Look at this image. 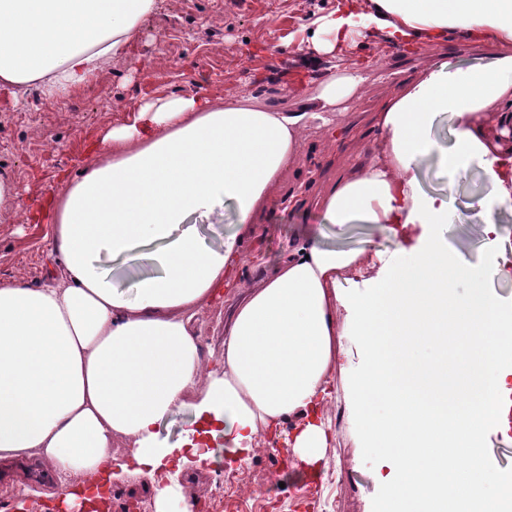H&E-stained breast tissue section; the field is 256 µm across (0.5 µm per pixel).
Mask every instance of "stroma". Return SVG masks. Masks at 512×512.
<instances>
[{"label": "stroma", "instance_id": "1", "mask_svg": "<svg viewBox=\"0 0 512 512\" xmlns=\"http://www.w3.org/2000/svg\"><path fill=\"white\" fill-rule=\"evenodd\" d=\"M342 4L163 0L126 55L112 60L75 94L51 99L32 87L16 102L0 91V173L23 196L20 208L0 213V281L43 283L45 226L33 218L31 201L43 203L58 193L64 180L91 163V146L112 126L129 121L144 103L172 94L221 98L242 92L257 107L298 109L328 76L323 57L311 46L326 36L322 18ZM340 52L363 69L365 80L348 110L337 113L335 137L308 132L297 167L274 192L255 238L245 242L244 251L262 249L267 266L280 262L288 244L311 227L322 232L326 245L341 250L395 246L367 224L337 230L325 223L315 201L324 185L361 163L377 142L371 116L388 87L413 77L435 57L426 51H399L384 44L380 34L365 30L351 34ZM303 181L309 185L306 205H282L290 188ZM420 181L425 192L448 197L453 218L440 225L439 233L451 251L467 260L484 252L482 226L471 217L484 195L479 167L471 166L454 182L437 163L427 162ZM331 416L336 435L325 451L329 470L314 484L303 465L287 460L282 448L260 445L242 463L226 459L222 439H213L210 457L194 464L192 479L184 483L186 495L205 493L191 503V512H377L387 469L375 449L361 446L356 423L343 405H336ZM111 493V512H156L144 477L114 480Z\"/></svg>", "mask_w": 512, "mask_h": 512}]
</instances>
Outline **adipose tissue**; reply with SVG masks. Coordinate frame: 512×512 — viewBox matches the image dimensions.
Segmentation results:
<instances>
[{
  "label": "adipose tissue",
  "instance_id": "1",
  "mask_svg": "<svg viewBox=\"0 0 512 512\" xmlns=\"http://www.w3.org/2000/svg\"><path fill=\"white\" fill-rule=\"evenodd\" d=\"M158 3L0 0V88L78 91L126 54ZM356 28L412 49L454 36L487 58L426 66L391 88L373 117L380 140L320 196L327 223L372 225L395 250H336L313 230L258 283L240 281L243 239L307 132L328 129L356 95L357 65H332L294 112L243 97L147 103L42 206L46 283L0 281V463L41 462L50 492L161 471L156 512H169L212 437L243 461L259 438L281 436L293 459L318 466L332 438L326 410L342 399L363 447L391 462L378 512H512V477L483 458L512 398V302L492 287L504 275L495 207L512 205V0H346L320 52ZM440 113L456 124L448 154L431 138ZM434 155L455 177L480 163L488 248L475 260L429 232L448 221L447 197L420 183L418 166ZM224 199L237 230L211 248L194 221ZM136 262L159 272L134 275ZM375 266L364 291L344 295L349 273ZM464 275L472 289L458 301ZM227 293L222 350L208 362L201 316ZM460 338L464 362L440 359ZM189 404L195 426L170 444L160 426ZM118 437L129 442L120 459Z\"/></svg>",
  "mask_w": 512,
  "mask_h": 512
}]
</instances>
